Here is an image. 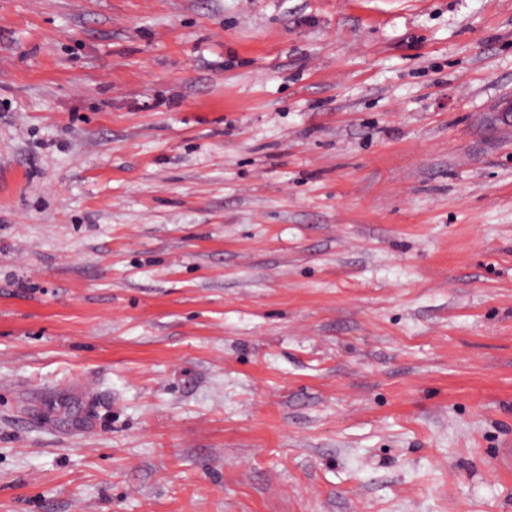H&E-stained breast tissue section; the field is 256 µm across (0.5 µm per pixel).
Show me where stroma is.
Wrapping results in <instances>:
<instances>
[{
	"instance_id": "stroma-1",
	"label": "stroma",
	"mask_w": 512,
	"mask_h": 512,
	"mask_svg": "<svg viewBox=\"0 0 512 512\" xmlns=\"http://www.w3.org/2000/svg\"><path fill=\"white\" fill-rule=\"evenodd\" d=\"M512 0H0V512H512Z\"/></svg>"
}]
</instances>
